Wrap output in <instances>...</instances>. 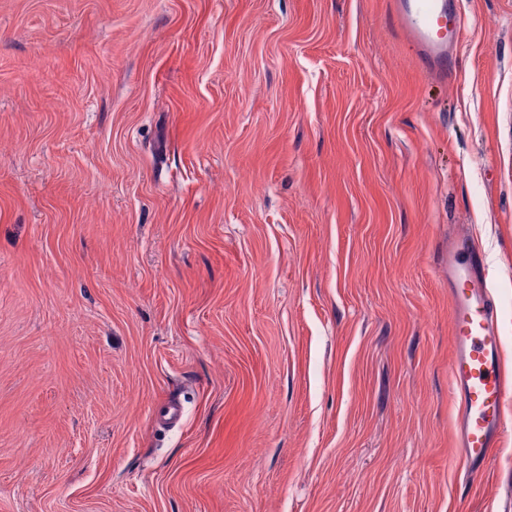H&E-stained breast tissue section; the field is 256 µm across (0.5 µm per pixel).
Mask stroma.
Here are the masks:
<instances>
[{
  "mask_svg": "<svg viewBox=\"0 0 512 512\" xmlns=\"http://www.w3.org/2000/svg\"><path fill=\"white\" fill-rule=\"evenodd\" d=\"M391 2L0 0V512H512L448 378L458 233L512 370V0L443 79Z\"/></svg>",
  "mask_w": 512,
  "mask_h": 512,
  "instance_id": "stroma-1",
  "label": "stroma"
}]
</instances>
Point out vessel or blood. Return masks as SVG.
I'll use <instances>...</instances> for the list:
<instances>
[{
    "mask_svg": "<svg viewBox=\"0 0 512 512\" xmlns=\"http://www.w3.org/2000/svg\"><path fill=\"white\" fill-rule=\"evenodd\" d=\"M392 18L425 69L446 75L448 44L462 28L448 0H393ZM448 286L455 344L449 384L460 460L473 471L484 468L511 426L505 405L512 398V373L502 359L499 313L487 289L484 259L469 237H456L448 246Z\"/></svg>",
    "mask_w": 512,
    "mask_h": 512,
    "instance_id": "b4317fda",
    "label": "vessel or blood"
}]
</instances>
